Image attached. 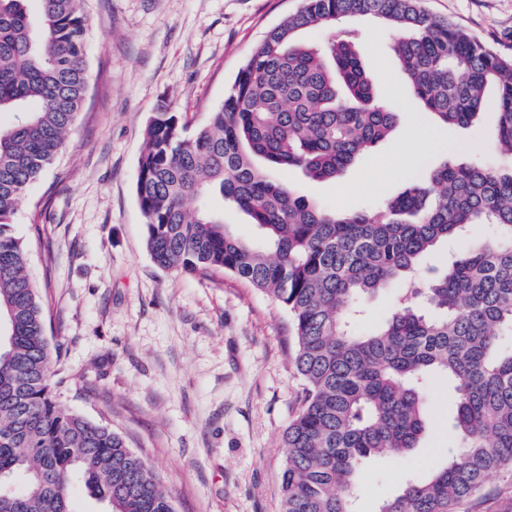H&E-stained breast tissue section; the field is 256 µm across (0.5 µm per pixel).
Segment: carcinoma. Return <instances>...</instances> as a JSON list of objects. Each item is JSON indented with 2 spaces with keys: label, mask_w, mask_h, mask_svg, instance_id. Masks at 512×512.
I'll return each instance as SVG.
<instances>
[{
  "label": "carcinoma",
  "mask_w": 512,
  "mask_h": 512,
  "mask_svg": "<svg viewBox=\"0 0 512 512\" xmlns=\"http://www.w3.org/2000/svg\"><path fill=\"white\" fill-rule=\"evenodd\" d=\"M0 0V512H74L79 479L104 512H173L147 462L118 433L56 401L45 313L12 220L61 150L89 85L85 0ZM380 19L409 89L446 126L497 105L494 165L463 161L450 141L429 179L380 208L328 211L272 168L334 182L393 134L375 99L350 17ZM319 27L327 40L300 41ZM136 193L145 244L161 268L224 270L274 297L292 321L301 406L283 434V512H355L360 472L398 458L429 431L431 379L456 400V452L408 476L378 512H452L512 466V59L420 0H305L249 54L224 103L192 133L161 106L145 130ZM218 192L246 213L262 245L187 203ZM477 225L491 235L467 239ZM441 243L442 269L413 280ZM405 285L391 314L360 329L366 296Z\"/></svg>",
  "instance_id": "obj_1"
}]
</instances>
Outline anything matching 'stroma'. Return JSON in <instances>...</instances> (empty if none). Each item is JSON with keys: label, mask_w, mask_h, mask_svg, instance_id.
Segmentation results:
<instances>
[{"label": "stroma", "mask_w": 512, "mask_h": 512, "mask_svg": "<svg viewBox=\"0 0 512 512\" xmlns=\"http://www.w3.org/2000/svg\"><path fill=\"white\" fill-rule=\"evenodd\" d=\"M304 0H88L90 83L59 157L27 191L13 232L26 271L50 307L48 339L69 381L62 409L109 426L152 467L175 512H282V433L299 407L286 311L222 271L158 267L145 247L136 194L145 129L159 106L188 129L203 125L265 33ZM512 57V0H421ZM371 65L377 99L398 114L392 137L350 168L341 185L300 170L276 179L328 210L378 207L401 193L419 161L439 162L447 141L479 160L497 156L493 108L476 126H437L407 88L385 28L351 19ZM430 431L408 458L371 460L359 512H377L406 470L450 455L454 400L431 384ZM457 512H512V470L496 473Z\"/></svg>", "instance_id": "35a3bbf8"}]
</instances>
